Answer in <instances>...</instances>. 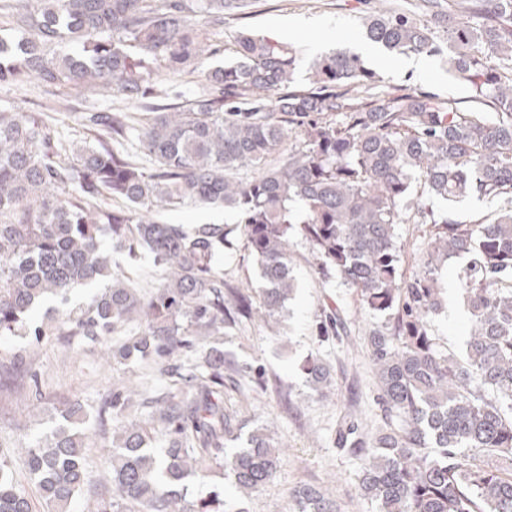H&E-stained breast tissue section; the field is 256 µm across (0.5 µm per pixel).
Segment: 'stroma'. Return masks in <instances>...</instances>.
<instances>
[{"label": "stroma", "mask_w": 512, "mask_h": 512, "mask_svg": "<svg viewBox=\"0 0 512 512\" xmlns=\"http://www.w3.org/2000/svg\"><path fill=\"white\" fill-rule=\"evenodd\" d=\"M380 7L379 0H252L244 14L225 20L217 39L219 53L211 62L217 65L232 59L239 33L250 30L298 51L296 84L306 85L309 63L315 55L336 49L357 50L378 77L375 93L409 88L461 108L469 107L468 86L452 77L440 58H426L424 71L417 73L407 69L406 56L367 42L362 20ZM291 22L298 23V30L283 34V27ZM50 105L68 113L64 132L71 140H80L83 131L76 115L84 108L83 95L63 87L50 96L33 81L0 84L1 110L41 112ZM159 218L188 227L226 225L234 247L220 262L224 279L259 292L258 267L244 248L234 211L220 206L184 205L161 208ZM290 250L296 288L283 316L276 321L259 317L226 335L207 336L201 342L202 347L224 348L239 361L264 369L273 388L254 392L244 417L250 424L267 427L280 446V463L270 481L250 497H242L223 467L217 465L189 479L186 497L196 500L218 489L224 493V512H292L293 491L307 484L335 500L339 512H372L370 504L354 494L358 461L334 448L331 442V434L344 412L347 386L355 388L356 418L362 430L371 432L382 424L373 367L366 353L365 336L371 320L361 310L351 288L337 279L320 278L316 262L301 238H293ZM461 266L458 259L444 266L441 277L445 307L432 324L440 343L453 350L461 346L469 331L457 289ZM324 305L338 309L345 326L340 335H317L316 316ZM18 353L25 360L23 376L38 382L44 399L38 407L31 408L25 396L0 385V455L10 460L17 482L32 500L34 512L51 510L24 468L25 450L54 426L59 410L68 401L96 408L113 387L129 380L143 382L151 396L179 391L171 378L159 374L155 364L104 362L99 346L77 336H51L33 344L17 336L0 335V363L9 362ZM315 355L330 364L334 380L333 395L322 400L311 397L301 370L303 362ZM279 385L289 387L290 403L280 400L275 391Z\"/></svg>", "instance_id": "obj_1"}]
</instances>
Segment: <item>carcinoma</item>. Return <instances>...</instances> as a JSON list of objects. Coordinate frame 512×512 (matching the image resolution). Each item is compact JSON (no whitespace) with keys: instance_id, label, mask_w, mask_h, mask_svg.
<instances>
[{"instance_id":"obj_1","label":"carcinoma","mask_w":512,"mask_h":512,"mask_svg":"<svg viewBox=\"0 0 512 512\" xmlns=\"http://www.w3.org/2000/svg\"><path fill=\"white\" fill-rule=\"evenodd\" d=\"M249 2L0 0V20L22 30L19 44L0 41V83L34 76L47 88L105 89L146 110L140 118L89 104L76 143L40 113L0 110V335L37 344L79 336L114 360L155 363L185 388L154 400L149 420L165 441L158 450L146 422L128 419L133 390H113L92 417L70 405L50 437L26 449L40 498L53 512H69L81 495L95 512H223L218 493L193 502L184 494V479L213 464L242 491L264 487L279 450L265 428L247 430L224 403V386L247 398L237 378L253 375L264 392L265 375L219 347L175 368L163 361L258 312L281 313L298 232L319 273L384 318L367 337L383 426L365 434L345 415L331 436L360 462L356 495L375 512H512V0H460L446 13L424 0L422 17L386 10L367 19L375 44L445 56L473 91L465 110L407 88L371 93L375 73L346 50L316 58L310 87L297 88L296 52L247 33L237 61L204 67L202 43ZM162 65L197 78V96L165 103L151 82ZM243 168L258 176L239 177ZM463 197L503 208L463 224L448 213ZM185 203L237 212L264 283L260 305L219 272L231 245L224 225L187 230L154 217ZM400 224L429 226L407 271ZM141 252L162 270L148 296L115 260ZM453 257L466 259L458 282L471 316L459 354L432 330L443 305L439 266ZM76 286L96 292L82 307L50 309L55 327L31 321L34 309L67 302ZM338 321L335 308L322 310L318 334H338ZM128 326L130 337L112 346ZM303 372L312 391L330 396L323 359H309ZM91 418L112 427L104 483H91L85 469L82 424ZM244 434L247 446L225 455ZM293 498V512H338L314 486ZM0 512H33L2 457Z\"/></svg>"}]
</instances>
